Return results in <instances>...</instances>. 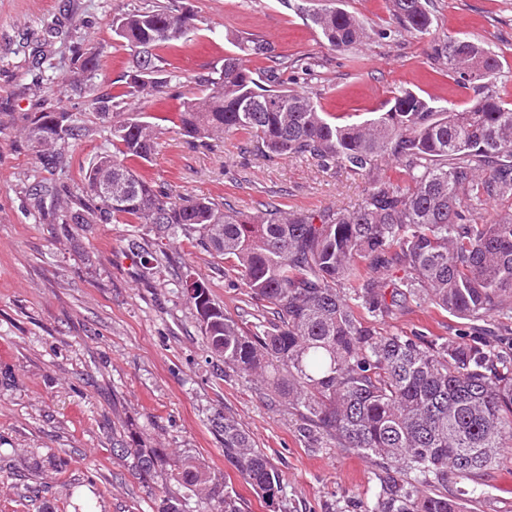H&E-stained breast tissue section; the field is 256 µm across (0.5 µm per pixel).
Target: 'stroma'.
I'll use <instances>...</instances> for the list:
<instances>
[{"label": "stroma", "mask_w": 512, "mask_h": 512, "mask_svg": "<svg viewBox=\"0 0 512 512\" xmlns=\"http://www.w3.org/2000/svg\"><path fill=\"white\" fill-rule=\"evenodd\" d=\"M154 0H0V512H158L162 494L179 485L159 474L145 484L112 453L113 440L196 456L239 495L244 512H367L385 468L355 452L301 436L287 404L272 400L253 377L223 373L209 356L193 305L182 288L192 275L232 316L250 321L236 274L198 242L159 239L135 222L53 224L40 219L29 193L46 184L84 196L83 177L111 150L109 123L92 93L120 90L131 51L112 37L118 14ZM195 14L196 30L164 56L186 81L135 102L161 116L158 147L139 166L145 179L173 195L212 198L249 214L260 204L319 211L354 209L366 181L342 166L307 158L256 157L246 134L214 146L190 145L178 127L184 96L231 49L225 31L268 42L288 59L282 80L312 92L324 112L366 119L409 89L427 99L465 105L472 90L435 68L434 44L464 37L501 61L495 86L512 102V0H429L428 33L382 38L392 20L387 0H174ZM339 5L361 19L369 37L333 50L313 25V11ZM106 46L95 84L83 78L77 44ZM63 104L88 136L69 140L64 161L45 168L21 129L27 114ZM457 318L411 301L385 323L455 335ZM230 412L280 476L268 506L224 460L222 434L211 421ZM55 455L58 470L37 463ZM39 489L24 495V485ZM442 493L466 512H512V458L492 467L483 484L449 475Z\"/></svg>", "instance_id": "1"}]
</instances>
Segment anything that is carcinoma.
<instances>
[{
  "instance_id": "carcinoma-1",
  "label": "carcinoma",
  "mask_w": 512,
  "mask_h": 512,
  "mask_svg": "<svg viewBox=\"0 0 512 512\" xmlns=\"http://www.w3.org/2000/svg\"><path fill=\"white\" fill-rule=\"evenodd\" d=\"M388 2L395 27L384 37L429 30L428 0ZM312 22L338 51L369 37L343 8L321 9ZM195 29V15L170 3L112 22L133 60L121 91L92 99L101 119L112 118V151L97 155L85 176L95 206L73 211L53 188L36 185L34 207L59 224L106 216L149 224L162 238L199 237L266 307L245 328L196 283L189 302L210 356L257 376L295 410L304 434L395 467L400 478L382 487L370 512H462L437 486L450 472L475 483L512 452V338L492 343L476 328L494 314L512 320V214L479 212L490 201L512 200V108L487 87L500 70L497 55L466 38L435 46L433 60L473 89L467 107L403 90L377 117L339 123L311 93L282 84L276 69L245 64L247 56L270 54L266 44L226 33L234 50L180 104L183 135L209 144L245 133L261 158L292 154L324 168L342 165L368 183L355 210L267 205L246 215L214 200H175L132 168L154 154L159 123L130 105L179 78L161 51ZM103 53L101 46L81 53L87 80L100 75ZM23 131L44 162L57 166L75 127L57 106L26 116ZM386 156L402 165L404 186L383 180L378 161ZM108 176L119 189L110 198L96 189ZM394 267L403 276L388 278ZM411 299L462 320L458 337L380 327ZM212 423L224 434V460L274 503L280 477L267 456L234 417L219 414ZM112 451L131 460L142 482L165 470L184 488L164 496L159 512H188L191 499L197 512H242L237 495L193 456L121 442Z\"/></svg>"
}]
</instances>
